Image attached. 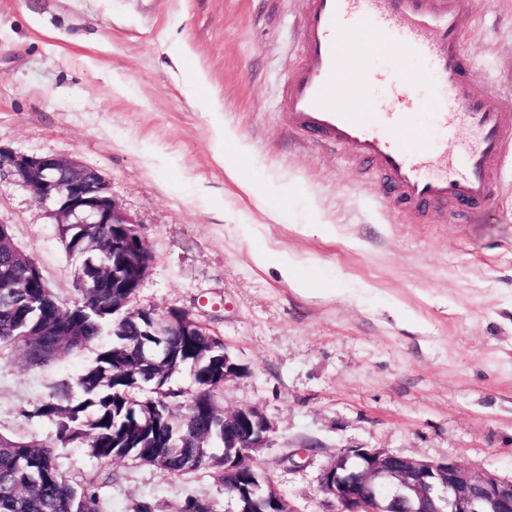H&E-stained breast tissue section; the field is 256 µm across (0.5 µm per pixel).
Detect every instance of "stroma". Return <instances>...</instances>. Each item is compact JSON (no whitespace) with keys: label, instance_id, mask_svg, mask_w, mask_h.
I'll list each match as a JSON object with an SVG mask.
<instances>
[{"label":"stroma","instance_id":"obj_1","mask_svg":"<svg viewBox=\"0 0 512 512\" xmlns=\"http://www.w3.org/2000/svg\"><path fill=\"white\" fill-rule=\"evenodd\" d=\"M306 0H0V146L99 171L153 259L137 304L189 311L242 364L224 410L274 427L258 456L295 512H331L323 469L384 448L512 480V160L476 212L403 211L379 177L293 134L279 103L301 63ZM471 84L512 94V0H472ZM224 129V143L214 126ZM0 222L62 301L75 262L31 193L0 179ZM325 225L323 234L310 232ZM269 256L259 267L255 253ZM297 261L310 291L280 276ZM94 349L45 368L0 355V433L49 441L21 409L76 379ZM105 512H224L211 471L177 477L84 448L56 451Z\"/></svg>","mask_w":512,"mask_h":512}]
</instances>
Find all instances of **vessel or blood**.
I'll use <instances>...</instances> for the list:
<instances>
[{
  "label": "vessel or blood",
  "instance_id": "b4317fda",
  "mask_svg": "<svg viewBox=\"0 0 512 512\" xmlns=\"http://www.w3.org/2000/svg\"><path fill=\"white\" fill-rule=\"evenodd\" d=\"M470 15L471 0H309L298 33L304 63L288 78L283 106L289 128L368 163L404 209L449 204L464 214L484 206L500 190L504 150L512 144V97L494 106L473 93L463 46ZM360 24L374 31L382 52L424 59L437 95L415 96L418 77L401 67L389 73L400 111L361 105L370 59L349 39ZM422 109L442 138L470 131L460 157L443 146L409 150L422 136Z\"/></svg>",
  "mask_w": 512,
  "mask_h": 512
}]
</instances>
